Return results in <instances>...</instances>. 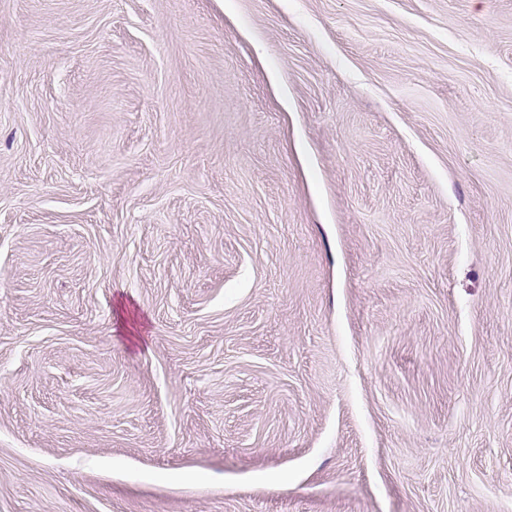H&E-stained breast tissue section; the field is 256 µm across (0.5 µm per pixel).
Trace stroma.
<instances>
[{
  "instance_id": "stroma-1",
  "label": "stroma",
  "mask_w": 512,
  "mask_h": 512,
  "mask_svg": "<svg viewBox=\"0 0 512 512\" xmlns=\"http://www.w3.org/2000/svg\"><path fill=\"white\" fill-rule=\"evenodd\" d=\"M0 512H512V0H0Z\"/></svg>"
}]
</instances>
